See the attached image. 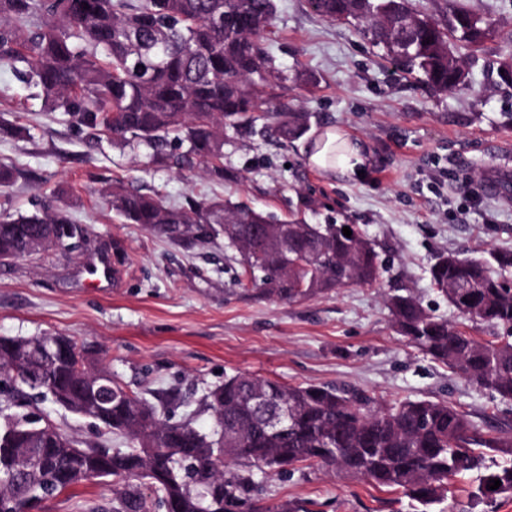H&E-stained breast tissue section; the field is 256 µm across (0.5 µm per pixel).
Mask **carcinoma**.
I'll use <instances>...</instances> for the list:
<instances>
[{"label":"carcinoma","instance_id":"obj_1","mask_svg":"<svg viewBox=\"0 0 512 512\" xmlns=\"http://www.w3.org/2000/svg\"><path fill=\"white\" fill-rule=\"evenodd\" d=\"M326 20L353 19L385 56L431 88H469L451 49L478 50L496 31L482 30L485 14L446 0L435 17L409 0H308ZM274 0H0V65L21 70L37 95L77 124L114 141L157 154L177 142L172 163L203 162L224 179V129L256 121L278 78L260 37L274 17ZM282 139L301 137L305 112L275 113ZM106 202L127 224L191 251L224 241V259L242 270L239 285L280 302L298 303L340 288L372 286L384 271L375 244L339 224H309L230 201L191 200L180 207L116 186ZM269 238L261 250L257 238ZM36 238L72 244L88 238L67 211L37 204L29 214L0 212V257L25 255ZM512 250L487 257L440 254L431 282L449 306L475 325L506 332L481 342L448 324L413 293L387 298L393 325L413 346L475 384L512 400ZM97 373L112 375L95 353L69 336H0V388L16 403L49 401L130 446L114 451L80 442L51 421L5 414L0 423V512H27L77 485L112 479L113 512H301L291 501L273 509L251 498L255 472H280L297 463L321 466L380 487L432 512L448 479L485 469L471 493L476 504L512 496V435L478 432L467 415L444 400L401 399L389 406L339 386H292L236 373L203 395L207 431L192 416L162 415L177 399L161 392L152 402L112 381V407L88 388ZM270 409L285 407L283 429L271 432L251 395ZM235 468L230 469L228 465ZM501 485L490 490L487 484ZM139 482L154 493L147 501Z\"/></svg>","mask_w":512,"mask_h":512}]
</instances>
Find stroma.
Listing matches in <instances>:
<instances>
[{"mask_svg": "<svg viewBox=\"0 0 512 512\" xmlns=\"http://www.w3.org/2000/svg\"><path fill=\"white\" fill-rule=\"evenodd\" d=\"M261 44L282 75L273 107L308 113L310 128L295 140L226 130L219 180L205 168L181 170L152 160L147 149L101 138L65 112L36 98L15 71L0 66V164L16 181L0 207L28 213L54 200L86 225L82 252H45L0 265V336L40 333L74 337L104 352V365L130 392L151 396L177 389L170 416L194 413L225 376L238 372L288 385H340L384 403L402 398L445 400L481 433L512 434V401L490 392L417 350L392 325L386 299L412 291L454 326L464 318L430 284L438 254L465 256L512 249V197L482 191L492 170L512 161V81L497 62L512 52V0H469L490 13L497 34L479 51L460 49L472 91L438 92L395 70L355 21H328L307 0H275ZM307 75L294 82V72ZM29 128L30 136L7 133ZM330 126L360 138L368 151L363 175L324 176L307 163L312 139ZM123 185L175 206L190 199H224L279 216L303 210L308 223L333 219L374 241L390 268L374 286L342 288L303 303L257 298L234 282L236 268L220 247L186 251L138 224L119 220L103 191ZM117 272L105 293L86 285L97 259ZM62 432L119 450L120 435L99 434L90 420L48 402L34 405ZM480 478H454L433 512H483L471 493ZM260 504L292 500L306 512H413L408 498L366 481L299 463L260 479ZM112 506V486H76L37 504L35 512H95Z\"/></svg>", "mask_w": 512, "mask_h": 512, "instance_id": "obj_1", "label": "stroma"}]
</instances>
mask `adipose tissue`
<instances>
[{
  "mask_svg": "<svg viewBox=\"0 0 512 512\" xmlns=\"http://www.w3.org/2000/svg\"><path fill=\"white\" fill-rule=\"evenodd\" d=\"M365 145L344 130L332 127L316 141L308 156V162L329 177L351 176L363 170Z\"/></svg>",
  "mask_w": 512,
  "mask_h": 512,
  "instance_id": "adipose-tissue-1",
  "label": "adipose tissue"
}]
</instances>
